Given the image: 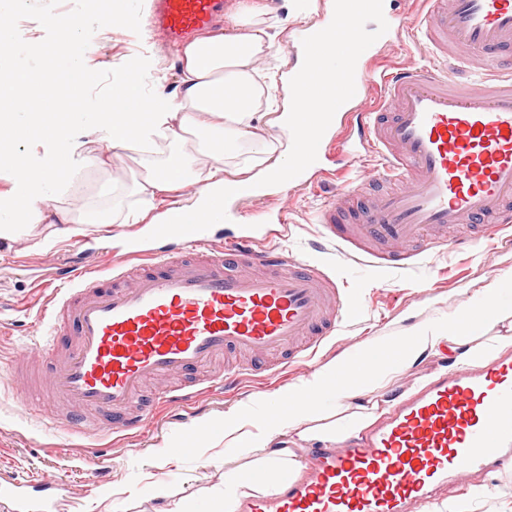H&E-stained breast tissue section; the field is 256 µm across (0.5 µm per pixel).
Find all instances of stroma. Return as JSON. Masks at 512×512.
Instances as JSON below:
<instances>
[{"instance_id":"stroma-1","label":"stroma","mask_w":512,"mask_h":512,"mask_svg":"<svg viewBox=\"0 0 512 512\" xmlns=\"http://www.w3.org/2000/svg\"><path fill=\"white\" fill-rule=\"evenodd\" d=\"M5 43L55 45L54 32L41 22L42 0H25ZM275 22L268 40L282 69H292L301 53L296 40L299 29L332 14L335 0H266ZM57 11L77 15L84 33L99 46L92 65L97 73L89 103L112 87L113 73L144 51H151L166 90H175L181 80L180 63L170 45L150 22V8L142 0H131L125 11L126 27L109 31L101 27L93 0H56ZM429 62L426 48L403 36L375 46L365 58L367 68L393 70ZM373 159L362 154L355 163L337 155L323 170L310 172L303 182L288 189H273L261 204L243 206L242 223H223L212 229L222 238L241 232L250 224L263 236L279 210L288 209V235L282 246L303 259L325 267L358 313L343 321L327 340L310 367L272 370L245 379L235 387L204 388L197 404L180 408L154 407L144 428L136 432L103 433L86 437L50 419L49 409L25 413L28 393L22 382H10L14 355L29 346L52 304L53 292L45 283L55 274V264L64 262L69 249L79 247L90 261L104 259L109 236L114 231L145 236L149 220L160 215L169 201L185 202L190 192L177 189L152 203L129 192L135 167L122 154L113 156L110 168L90 165L64 186L55 200L66 208L74 200L91 205L113 203L112 224H32L14 238H0V480L15 479L38 485L52 476L63 489L53 498L50 512H173L177 503H187L191 512H219L224 493V447L197 448L191 456L176 457L171 445L183 436L187 425L201 421L219 425L225 412L236 407H254L256 416L264 408L257 402L273 397L280 389L300 383L313 370L343 356H354L371 340L406 335L422 322H437L469 310L473 292L481 280L512 278V227L498 238L474 244L450 245L441 250L427 248L403 266L379 269L362 250L347 251L328 242L316 212L336 195H349L344 218L356 223L367 201L385 190V183L362 181L343 184L338 170L370 169ZM138 220H129L131 211ZM107 454L111 465L104 477H93L85 459L90 449ZM491 493L479 499L465 496L464 485H448L446 501L461 512H512V472L487 477Z\"/></svg>"}]
</instances>
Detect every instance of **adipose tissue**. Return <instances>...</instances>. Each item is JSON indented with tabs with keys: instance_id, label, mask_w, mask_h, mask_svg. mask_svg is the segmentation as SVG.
<instances>
[{
	"instance_id": "obj_1",
	"label": "adipose tissue",
	"mask_w": 512,
	"mask_h": 512,
	"mask_svg": "<svg viewBox=\"0 0 512 512\" xmlns=\"http://www.w3.org/2000/svg\"><path fill=\"white\" fill-rule=\"evenodd\" d=\"M42 16L53 22L63 69L34 71L19 60L0 62V165L10 167L12 181L10 190L0 192V237H12L26 224L111 223L108 206L49 207L63 179L87 164L104 168L111 162L110 157L91 158L83 152L80 133L89 121L108 149L130 152L140 171L130 191L149 199L188 184L201 194L224 188L263 191L271 173L287 166L292 156L288 141L256 161L246 158L264 118L283 129L291 111L290 103H276L273 95L287 75L264 73L257 66L270 53L263 37L270 19L265 0H238L228 33L207 34L186 44L179 53L181 84L174 91L146 92L156 67L153 54H142L113 78L111 92L92 113L71 109L70 102L84 100L94 81L88 63L98 51L97 43L83 35L75 15L57 13L49 4ZM158 138L178 141L181 152L159 157L151 148ZM505 318L500 282L485 283L476 289L467 314L418 325L396 339L367 343L356 355L366 367L354 377L338 380L342 363L335 360L279 391L288 406L265 421L247 410L225 413L220 429L234 450L224 456L223 512H235L241 499L260 490V483L246 480V473L263 474L275 459L282 465V476L298 477L304 443L344 440L345 432L335 424L317 422L324 396H335L340 405L356 403L350 430L366 429L376 417L372 395L425 353L448 346L454 354L451 367L457 370L482 365L512 348V335L481 345L473 342L483 326ZM287 434L297 437L299 447H278V439Z\"/></svg>"
}]
</instances>
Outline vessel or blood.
<instances>
[{"mask_svg": "<svg viewBox=\"0 0 512 512\" xmlns=\"http://www.w3.org/2000/svg\"><path fill=\"white\" fill-rule=\"evenodd\" d=\"M410 28L384 16V0H336L324 23L300 40L308 67L291 73L300 97L288 123L294 152L274 179L288 185L328 161L333 129L350 126L346 153L373 155L372 177L393 184L363 211V238L387 244L393 266L417 243L438 247L450 229L475 225L487 238L512 225V0H427ZM224 0H156L154 23L172 44L211 26ZM381 25L372 39L361 26ZM420 34L433 62L370 72L360 62L373 42ZM246 192L225 191L177 224L151 225L126 239L106 268L75 263L56 284L41 351L57 422L98 433L142 428L132 413L151 380L183 379L160 391L180 404L228 352L265 364L290 354L307 365L352 307L327 271L288 249L254 250L253 238L211 236L216 214L232 220ZM341 200L318 221L333 241L351 244ZM137 254L144 268L131 271ZM301 482L242 503V512H435L438 491L474 472L512 467V359L441 372L387 408L377 426L344 448H316Z\"/></svg>", "mask_w": 512, "mask_h": 512, "instance_id": "1", "label": "vessel or blood"}]
</instances>
